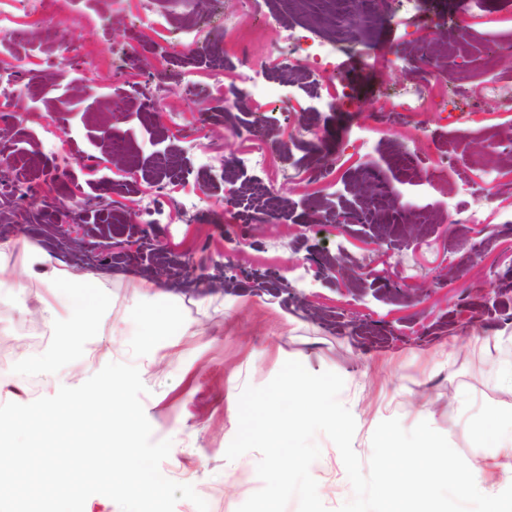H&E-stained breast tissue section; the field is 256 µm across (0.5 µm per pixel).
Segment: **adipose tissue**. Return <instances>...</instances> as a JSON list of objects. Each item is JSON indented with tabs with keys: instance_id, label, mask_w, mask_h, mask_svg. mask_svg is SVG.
Returning <instances> with one entry per match:
<instances>
[{
	"instance_id": "1",
	"label": "adipose tissue",
	"mask_w": 512,
	"mask_h": 512,
	"mask_svg": "<svg viewBox=\"0 0 512 512\" xmlns=\"http://www.w3.org/2000/svg\"><path fill=\"white\" fill-rule=\"evenodd\" d=\"M27 264L29 270L41 275L50 287H57L62 282L68 286V300L64 305L50 303L45 306V323L56 326L64 336L83 335L100 316L99 309L87 302L88 292L95 282L94 276L59 270L54 255L42 249L29 250Z\"/></svg>"
}]
</instances>
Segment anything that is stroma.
I'll use <instances>...</instances> for the list:
<instances>
[{
  "label": "stroma",
  "mask_w": 512,
  "mask_h": 512,
  "mask_svg": "<svg viewBox=\"0 0 512 512\" xmlns=\"http://www.w3.org/2000/svg\"><path fill=\"white\" fill-rule=\"evenodd\" d=\"M459 2L429 0L388 22L386 0H336L354 99L336 109L329 82L286 78L303 56L281 39L295 21L286 0H267L276 23L239 13L231 39L227 0H155L149 17L142 0H0V149L14 159L0 181V267L23 284L0 290V350L11 354L0 405L28 403L23 380L39 360L55 364L42 375L46 397L107 363L135 364L152 439L172 442L160 470L193 485L209 512H236L261 488L259 453L230 461L225 451L243 388L288 360L343 378L361 462L391 418L408 430L427 421L467 463L491 454L463 423L485 425L512 404V383L488 369L512 351V160L492 174L481 164L512 148V15L482 7L461 23ZM492 40L508 53L487 55ZM243 46L276 82H241ZM438 52L443 73L420 74L419 57ZM409 94L420 107L404 116ZM379 112L384 135H365L361 121ZM242 126L252 139L236 136ZM259 145L264 165L242 169ZM427 172L437 187L424 193L412 180ZM233 180L263 183L274 210L230 194ZM71 198L83 203L75 237L60 209ZM474 208L479 223H460ZM317 213L348 222L320 226ZM28 246L98 278L106 320L77 343L44 325L46 300L66 291L30 273ZM307 262L324 278L311 281ZM358 266L376 273L352 277ZM148 281L157 295L140 299ZM316 441L311 474L336 512L352 487L336 446Z\"/></svg>",
  "instance_id": "obj_1"
}]
</instances>
